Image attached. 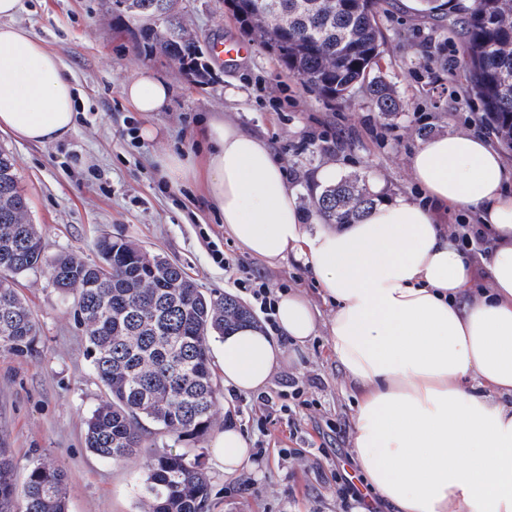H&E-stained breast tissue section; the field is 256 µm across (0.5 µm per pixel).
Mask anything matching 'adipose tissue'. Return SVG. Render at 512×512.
<instances>
[{
	"label": "adipose tissue",
	"instance_id": "adipose-tissue-1",
	"mask_svg": "<svg viewBox=\"0 0 512 512\" xmlns=\"http://www.w3.org/2000/svg\"><path fill=\"white\" fill-rule=\"evenodd\" d=\"M0 0V131L46 145L74 126L75 90L59 59ZM122 94L144 116L163 111L167 82L141 70ZM200 155L155 163L171 185L194 181L224 231L250 256L294 258L334 310L328 323L300 293H280L278 336L258 326L221 337L224 383L256 393L327 326L354 396L352 460L393 512H512V175L484 136H436L410 157L427 200L377 196L358 223L308 230L288 174L257 134L212 115ZM476 212L489 238L465 254L434 210ZM487 284L477 287L476 267ZM215 452L228 475L249 467L245 436L226 425Z\"/></svg>",
	"mask_w": 512,
	"mask_h": 512
}]
</instances>
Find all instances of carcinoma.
Listing matches in <instances>:
<instances>
[{"label": "carcinoma", "mask_w": 512, "mask_h": 512, "mask_svg": "<svg viewBox=\"0 0 512 512\" xmlns=\"http://www.w3.org/2000/svg\"><path fill=\"white\" fill-rule=\"evenodd\" d=\"M386 0H239L240 23L288 72L330 101L361 82L379 56L377 16ZM134 26L144 53L198 71L204 51L181 24L177 0H112ZM458 24L469 90L500 141L512 147V0H466ZM377 107L400 104L375 81ZM374 198L359 175L323 189L318 215L332 224L356 222ZM98 260L74 253L47 258L29 214L14 156L0 149V354L35 352L39 327L18 292V278L48 271L55 289L73 298L87 352L105 397L86 422L89 450L109 461L137 457L146 436L175 442L201 438L215 422L219 387L209 339L249 323L235 298L207 293L167 256L132 241L101 236ZM145 512H205L208 479L198 458L157 449L144 462ZM67 473L38 459L18 481L10 448L0 447V512H66Z\"/></svg>", "instance_id": "carcinoma-1"}]
</instances>
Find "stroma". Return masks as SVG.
<instances>
[{
  "label": "stroma",
  "instance_id": "1",
  "mask_svg": "<svg viewBox=\"0 0 512 512\" xmlns=\"http://www.w3.org/2000/svg\"><path fill=\"white\" fill-rule=\"evenodd\" d=\"M464 0H435L436 11L388 0L378 17L384 43L366 80L340 104L310 91L273 54L252 41L224 0H179L178 17L201 43L222 39L248 52L227 63L206 55L207 67L190 76L161 55L133 44L130 25L117 18L112 0H24L20 24L56 52L77 92L72 132L48 145L0 132V147L16 160L30 203V217L47 255L74 252L93 260L101 235L165 253L185 268L204 292L248 303L223 268L213 263L209 242L242 260L246 270L285 291L319 301L313 273L291 259L270 265L245 256L224 232L214 211L200 202V185L165 184L153 163L167 152L194 153L209 114L254 132L281 158L306 226L314 224L313 173L336 165L341 175L360 174L391 196L421 195L410 157L428 138L456 131L492 136L477 101L466 90L463 40L457 24ZM162 76L170 89L164 111L150 122L154 139L132 138L139 112L123 98L122 85L141 69ZM389 84L402 103L379 112L370 82ZM19 291L40 326L38 351L0 356V446L13 449L18 472L47 457L68 473V512H140L146 470L142 459L112 462L84 443L85 423L104 395L87 356L71 300L46 274L19 279ZM263 396L220 388L223 406L215 424L180 447L200 455L209 482L207 512H344L337 468L357 478L350 427L353 398L326 332L288 350ZM298 382L311 408H294L269 420L262 397L287 394ZM249 441L252 464L224 473L213 451L226 423Z\"/></svg>",
  "mask_w": 512,
  "mask_h": 512
}]
</instances>
